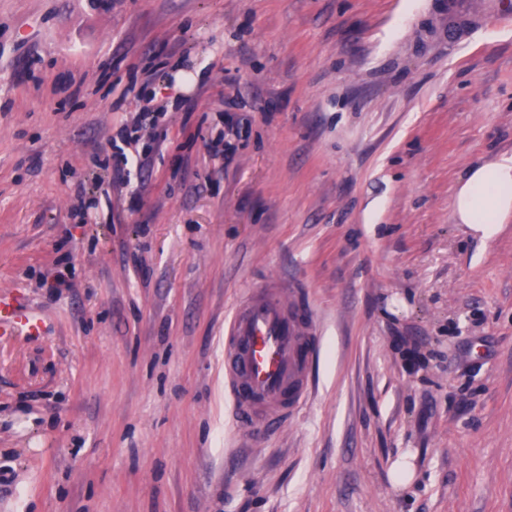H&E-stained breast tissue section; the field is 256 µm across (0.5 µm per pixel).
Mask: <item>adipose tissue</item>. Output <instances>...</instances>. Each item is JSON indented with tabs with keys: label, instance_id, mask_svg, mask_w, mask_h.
<instances>
[{
	"label": "adipose tissue",
	"instance_id": "obj_1",
	"mask_svg": "<svg viewBox=\"0 0 512 512\" xmlns=\"http://www.w3.org/2000/svg\"><path fill=\"white\" fill-rule=\"evenodd\" d=\"M454 210L482 239L494 237L512 218V156L470 168L454 189Z\"/></svg>",
	"mask_w": 512,
	"mask_h": 512
}]
</instances>
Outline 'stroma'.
<instances>
[{"instance_id":"35a3bbf8","label":"stroma","mask_w":512,"mask_h":512,"mask_svg":"<svg viewBox=\"0 0 512 512\" xmlns=\"http://www.w3.org/2000/svg\"><path fill=\"white\" fill-rule=\"evenodd\" d=\"M502 155L512 29L450 42L448 0H0V294L42 320L0 337V512H512V223L453 215ZM280 274L323 349L242 448L224 318ZM120 151L112 156L114 163L112 164L113 177L118 181H127L131 174V170L134 168L138 172H142L147 165L145 159L140 156L128 157L122 148Z\"/></svg>"}]
</instances>
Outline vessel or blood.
Segmentation results:
<instances>
[{
	"label": "vessel or blood",
	"mask_w": 512,
	"mask_h": 512,
	"mask_svg": "<svg viewBox=\"0 0 512 512\" xmlns=\"http://www.w3.org/2000/svg\"><path fill=\"white\" fill-rule=\"evenodd\" d=\"M448 0V38L458 42L486 27L512 26V0ZM30 309L0 303V334L40 335ZM321 333L314 316L287 279L275 277L246 292L224 322V392L238 430L259 436L265 425L290 421L306 402L319 359Z\"/></svg>",
	"instance_id": "1"
}]
</instances>
